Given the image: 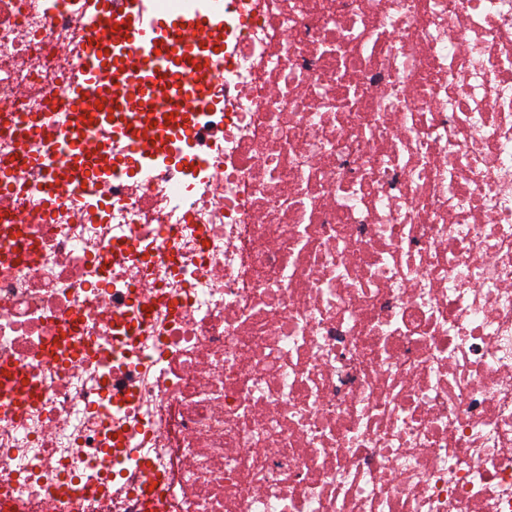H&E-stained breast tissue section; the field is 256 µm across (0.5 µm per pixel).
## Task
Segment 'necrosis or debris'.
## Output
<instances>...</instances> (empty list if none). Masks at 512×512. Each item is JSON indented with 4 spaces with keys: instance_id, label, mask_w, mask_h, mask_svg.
I'll list each match as a JSON object with an SVG mask.
<instances>
[{
    "instance_id": "1",
    "label": "necrosis or debris",
    "mask_w": 512,
    "mask_h": 512,
    "mask_svg": "<svg viewBox=\"0 0 512 512\" xmlns=\"http://www.w3.org/2000/svg\"><path fill=\"white\" fill-rule=\"evenodd\" d=\"M144 2L48 167L133 5L0 0V512H512V0ZM132 30L131 38L120 46H113L112 39L105 36L99 45V54L106 61L101 71L105 82L123 85L126 93L122 100L129 112H139L144 107L158 111L170 108L189 109L191 101L181 95L179 88L171 83L174 72L186 70L189 66L185 56L179 54L182 45L189 41L191 35L171 16H164L155 23L159 36L145 34L135 16L128 17ZM109 49V52H105ZM159 50L158 54H154ZM135 59L137 66L129 68L125 64ZM147 59V62H144ZM175 59H179L176 64ZM161 77V80H158ZM146 82L169 86L167 96L160 99H144L141 90ZM61 135L47 142L44 147V155L46 158H54L63 155L67 149L81 146L88 138L72 134V129L57 128Z\"/></svg>"
}]
</instances>
